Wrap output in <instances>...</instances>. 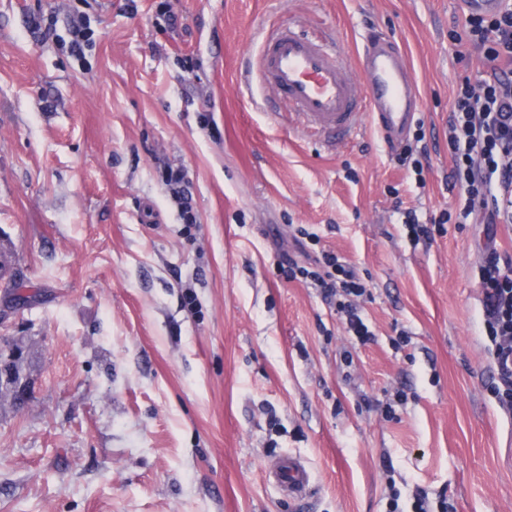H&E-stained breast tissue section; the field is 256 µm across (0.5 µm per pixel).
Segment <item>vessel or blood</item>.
Segmentation results:
<instances>
[{"label": "vessel or blood", "mask_w": 512, "mask_h": 512, "mask_svg": "<svg viewBox=\"0 0 512 512\" xmlns=\"http://www.w3.org/2000/svg\"><path fill=\"white\" fill-rule=\"evenodd\" d=\"M355 82L335 44L315 42L295 25L280 26L262 41L253 79L273 88L307 127L332 138L352 134L358 118L376 116L385 141H399L418 114V87L405 53L386 36L372 40L357 60ZM272 479L299 497L311 486L309 467L283 458Z\"/></svg>", "instance_id": "vessel-or-blood-1"}]
</instances>
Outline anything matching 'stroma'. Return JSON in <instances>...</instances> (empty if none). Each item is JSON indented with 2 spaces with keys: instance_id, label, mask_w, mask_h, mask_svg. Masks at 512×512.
I'll list each match as a JSON object with an SVG mask.
<instances>
[{
  "instance_id": "obj_1",
  "label": "stroma",
  "mask_w": 512,
  "mask_h": 512,
  "mask_svg": "<svg viewBox=\"0 0 512 512\" xmlns=\"http://www.w3.org/2000/svg\"><path fill=\"white\" fill-rule=\"evenodd\" d=\"M0 0V344L20 343L33 400L0 399V512H512V414L494 374L477 267L481 224L421 221L455 204L448 111L462 79L456 0ZM94 32L82 57L72 19ZM50 30L35 36L31 17ZM303 22L356 60L373 32L404 50L436 145L418 186L369 117L343 143L284 102L237 97L263 31ZM187 171L184 224L161 182ZM306 228L369 284L360 346L309 281ZM407 333L393 345L396 330ZM405 402H397V392ZM394 416H386V403ZM305 459L308 494L265 477Z\"/></svg>"
}]
</instances>
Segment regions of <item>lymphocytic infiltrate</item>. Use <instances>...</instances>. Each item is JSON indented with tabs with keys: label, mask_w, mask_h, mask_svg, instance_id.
I'll list each match as a JSON object with an SVG mask.
<instances>
[{
	"label": "lymphocytic infiltrate",
	"mask_w": 512,
	"mask_h": 512,
	"mask_svg": "<svg viewBox=\"0 0 512 512\" xmlns=\"http://www.w3.org/2000/svg\"><path fill=\"white\" fill-rule=\"evenodd\" d=\"M450 37L480 52L488 69L479 81L463 79L450 105L448 179L457 197L439 221L486 227L477 284L496 367L490 390L499 407L512 413V256L501 252L496 240L498 225L512 224V0L492 15H466L462 29ZM278 265L286 280L313 279L347 331L360 344L372 341L358 304L367 285L336 253L319 251L307 266L284 254Z\"/></svg>",
	"instance_id": "f902f5d3"
}]
</instances>
